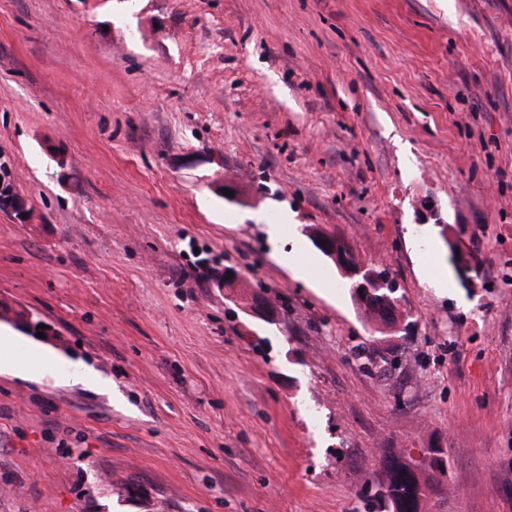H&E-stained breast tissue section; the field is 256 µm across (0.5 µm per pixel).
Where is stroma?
Here are the masks:
<instances>
[{"mask_svg":"<svg viewBox=\"0 0 512 512\" xmlns=\"http://www.w3.org/2000/svg\"><path fill=\"white\" fill-rule=\"evenodd\" d=\"M0 181V303L52 330L0 321V512H378L435 445L425 512H512V0H0ZM310 238L313 240L317 248L322 250L326 256L332 259L340 268L339 271L344 278H355L363 275L364 277L381 283L380 277L377 276V271L368 264H361L357 269H350L344 265L338 264L339 258L344 255L345 247H350L349 244L340 236L341 249H336V233L329 232L325 229H316L309 232ZM319 240L326 241L325 245H320ZM354 285L352 295L354 302L359 306L363 313L368 318L369 322H381L387 327L397 324L400 316L401 298L397 295L396 290L392 291L390 288H376L371 282H368L370 291L363 294L359 293L360 286L356 284L361 280L360 278L353 279ZM378 327L383 328L382 324ZM380 474L379 512H423L426 490L439 485L429 471L417 469L405 450L385 452L380 458Z\"/></svg>","mask_w":512,"mask_h":512,"instance_id":"stroma-1","label":"stroma"}]
</instances>
